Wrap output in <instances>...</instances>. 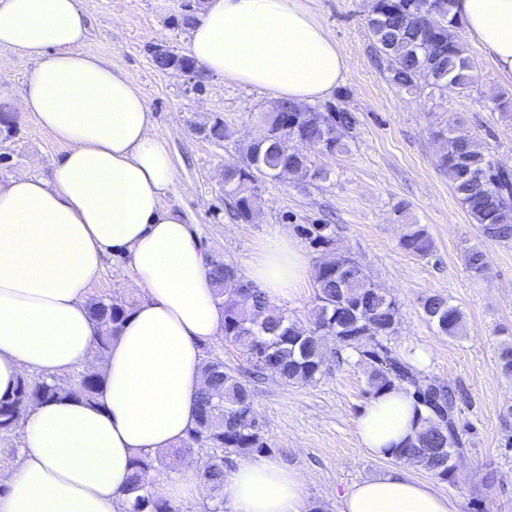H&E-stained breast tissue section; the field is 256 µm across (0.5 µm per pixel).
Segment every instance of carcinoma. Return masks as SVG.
<instances>
[{
    "label": "carcinoma",
    "mask_w": 512,
    "mask_h": 512,
    "mask_svg": "<svg viewBox=\"0 0 512 512\" xmlns=\"http://www.w3.org/2000/svg\"><path fill=\"white\" fill-rule=\"evenodd\" d=\"M455 0H372L373 17L366 20L374 45V61L383 67L394 86L408 92L429 88L441 95L465 94L474 83V62L460 40L461 22L453 14ZM152 62L162 71H197L187 55H171L151 48ZM265 135L250 143L243 161L224 168V192L231 197L232 214L251 222L255 211L252 196L260 184L288 169L306 182L325 180L328 171L309 164L296 149L298 143L314 144L319 151L343 153L356 137L357 118L346 108L300 105L287 100L270 103L262 112ZM347 134L339 139L334 127ZM214 142L224 140V118L212 115L197 126ZM432 134L443 143L438 166L461 206L480 232L498 241L512 240V169L500 165L480 149L472 137L456 133L451 123ZM327 225L314 224L302 233L315 244H331ZM401 246L415 256L432 248L427 230L411 225ZM342 254L326 256L316 267L314 279L318 304L308 323H303L271 304L265 295L229 263L210 260V279L215 296L224 308V341L235 346L257 373L276 372L283 382L309 383L323 375L321 357L332 352L341 363L355 355L370 367L369 391L374 396L399 386L423 406L415 436L399 449L396 460L411 464L432 477L454 484L450 460L462 451L458 435V407L451 387L426 374L410 350L390 343L400 318L396 300L369 280L363 270L344 268ZM469 268L480 275L487 266L484 251L475 247L466 255ZM132 302L122 295L88 303L94 323L101 328L94 351L105 356L112 333L126 317ZM426 320L447 336L464 330L463 313L441 294L421 299ZM207 377L196 399V422L183 444L164 457L141 453L133 461L134 471L125 489L124 512H180L158 496L145 482L151 472L180 473L199 455L203 464L196 477L215 492L206 512H224L225 468L232 464L228 454L239 456L269 452L253 404L250 381L242 372L224 369V362L202 366ZM102 376L87 372L75 383L56 377L22 376L15 392L0 398V432L14 430L23 411L45 399L80 396L94 402Z\"/></svg>",
    "instance_id": "cac0c4a2"
}]
</instances>
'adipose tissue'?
<instances>
[{
	"label": "adipose tissue",
	"mask_w": 512,
	"mask_h": 512,
	"mask_svg": "<svg viewBox=\"0 0 512 512\" xmlns=\"http://www.w3.org/2000/svg\"><path fill=\"white\" fill-rule=\"evenodd\" d=\"M469 38L512 78V0H455ZM85 0H0V48L32 60L19 109L63 144L50 177L0 179V397L23 372L63 374L84 363L97 328L89 288L121 254L142 287L115 333L94 403L72 397L28 407L25 452L0 471V512H122L132 462L179 447L195 425L203 343L224 311L210 261L178 214L164 210L174 169L153 135L141 93L86 47ZM188 54L208 75L315 102L340 83L347 59L310 0H208ZM247 276L273 303L309 278L302 246L276 230ZM424 410L404 391L374 396L356 420L374 457L393 459ZM226 512H311L306 479L265 455L238 458L224 478ZM339 512H457L406 469L350 486Z\"/></svg>",
	"instance_id": "obj_1"
}]
</instances>
